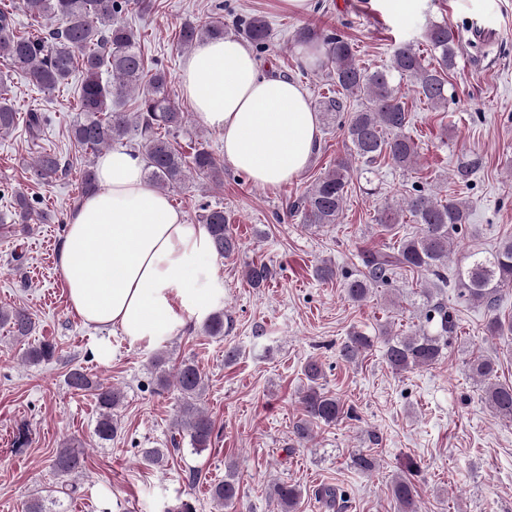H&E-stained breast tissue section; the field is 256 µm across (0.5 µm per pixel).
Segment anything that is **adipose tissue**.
I'll return each mask as SVG.
<instances>
[{"mask_svg":"<svg viewBox=\"0 0 512 512\" xmlns=\"http://www.w3.org/2000/svg\"><path fill=\"white\" fill-rule=\"evenodd\" d=\"M177 78L200 118L221 135L225 159L255 184L273 188L309 166L316 113L297 83L264 75L246 44L202 41ZM96 179L97 190L69 213L56 256L76 316L148 346L208 316L223 284L205 225L189 221L147 183L137 150L103 154Z\"/></svg>","mask_w":512,"mask_h":512,"instance_id":"obj_1","label":"adipose tissue"}]
</instances>
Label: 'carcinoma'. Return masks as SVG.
<instances>
[{
  "mask_svg": "<svg viewBox=\"0 0 512 512\" xmlns=\"http://www.w3.org/2000/svg\"><path fill=\"white\" fill-rule=\"evenodd\" d=\"M153 0H19V10L38 26L28 36L17 33L14 13L0 9V56L11 65L25 71L37 89L52 93L68 84L72 73L81 70L83 80L77 92V109L82 117L70 129V137L84 150H98L122 140L134 129L144 140L147 179L161 192L182 188L195 176L215 186L223 184L224 164L208 147L199 142L192 152L185 153L171 139L186 123L188 113L177 108L169 97L170 76L164 71H151L138 48L139 35L121 21L122 13L136 9L142 14L152 11ZM236 32L262 52L269 40V26L262 17L239 22ZM226 35L222 18L206 24L192 20L181 22L176 31L183 49H191L206 39ZM303 43L318 42L324 49L328 76L337 87L334 95L323 96L318 110L336 117L347 111V101L356 98L361 107L349 113L346 136L354 156L371 170L381 159L407 170L419 156L415 141L405 134L411 115L399 96L395 80L411 81L424 102L433 109L448 105V74L455 68L460 35L447 24L435 23L426 33V41L433 62L425 58L412 44L401 46L393 55L390 66L370 70L356 62L353 45L337 34H323L313 28H302L296 34ZM10 89L0 86V135L11 134L18 120V109L9 96ZM135 97V111L124 109L130 97ZM34 176L50 183L66 172L61 158L51 152L36 160ZM353 174L349 157H338L308 191L289 204V213L300 215L308 227H323L338 222L346 201ZM15 215L23 224L44 221L30 199L16 193L13 197ZM410 216L417 230L399 238L398 245L388 250L368 249L361 254V269L354 276H344L343 288L354 303L366 301L377 288L388 285L397 270L427 272L442 285L448 284L445 268L453 235L469 223L470 210L466 202L441 198L421 187L413 188L402 203L386 205L377 211L376 224L392 233L399 229L404 216ZM199 222L211 236L213 249L220 257L239 251L240 244L233 235L226 214L221 208H202ZM466 266L457 269L456 285L460 295L484 305L489 314L488 330L494 336L512 332V322L499 317L498 294L512 286V238H504L491 251L475 249L468 255ZM273 269L265 263H249L244 277L253 288H263L272 280ZM420 323L404 336L383 333L384 361L393 370L431 366L438 363L448 348V338L457 330V321L445 300L425 289L421 292ZM0 325L9 327L12 336L25 341L33 330L31 314L22 307H0ZM209 336L224 335V314L211 315L203 323ZM374 341L362 330H352L341 344L340 356L355 363L372 350ZM57 346L43 341L27 351L34 363L50 361L56 356ZM157 369L156 385H169L167 358L163 353L153 357ZM469 377L482 384L485 399L494 414L512 419V386L494 381V363L476 356L467 363ZM307 385L299 396L301 416L292 427L298 444L307 443L322 426L339 423L352 416V409L337 397L328 394L319 384L322 365L316 360L304 368ZM180 394L174 434L170 444L179 448L189 439L192 450L200 452L211 444L215 423L198 404L204 391V376L190 359L181 361L174 372ZM67 383L78 391H90L96 399L98 417L95 437L107 442L117 436L119 426L115 411L123 400L120 388L110 386L89 376L83 369L69 371ZM84 462L83 452L66 443L55 456L53 468L57 475L67 477L79 472ZM350 466L361 472L376 467V457L360 451L350 458ZM240 487L233 471L224 480L210 485V498L219 509L241 512ZM389 493L401 512H418V491L408 478L393 479ZM272 495L280 512H297L301 491L294 485L279 483ZM316 497L327 507L344 512L346 494L337 487L325 485L317 489Z\"/></svg>",
  "mask_w": 512,
  "mask_h": 512,
  "instance_id": "carcinoma-1",
  "label": "carcinoma"
}]
</instances>
